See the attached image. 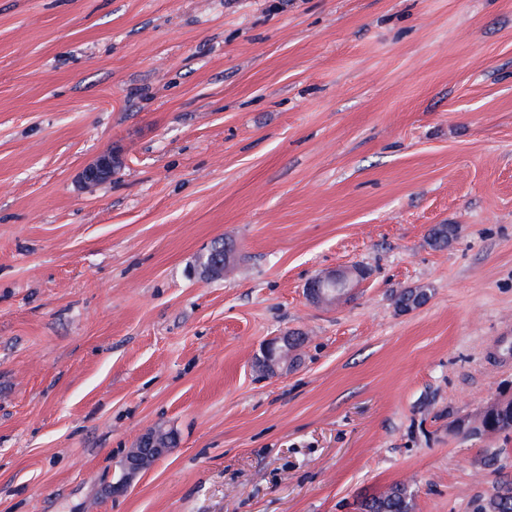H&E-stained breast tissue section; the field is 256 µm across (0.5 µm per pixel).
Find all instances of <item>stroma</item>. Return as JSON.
<instances>
[{
    "label": "stroma",
    "instance_id": "stroma-1",
    "mask_svg": "<svg viewBox=\"0 0 512 512\" xmlns=\"http://www.w3.org/2000/svg\"><path fill=\"white\" fill-rule=\"evenodd\" d=\"M503 392L512 0H0V512H469L512 433L451 423ZM118 164V159L112 154L101 155L95 163L85 168L83 177L89 184H96L112 175L113 168ZM164 434L167 436L169 448H163L159 446L152 448L153 446L150 443V441H154L155 434L154 432H148L143 434L138 439L134 446L135 448L129 449L127 455L137 456L139 447L141 445H147L148 448H146V450L149 453L151 459L141 460L140 458H130L129 460H127L126 463L123 465L124 477L118 483L112 485V494H119L124 492L125 489L138 475L147 471L156 460L166 456L171 451V449L174 448L176 443V438L174 434L169 431H164ZM415 490L409 482L392 485L380 496L363 499L359 503V512H412Z\"/></svg>",
    "mask_w": 512,
    "mask_h": 512
}]
</instances>
